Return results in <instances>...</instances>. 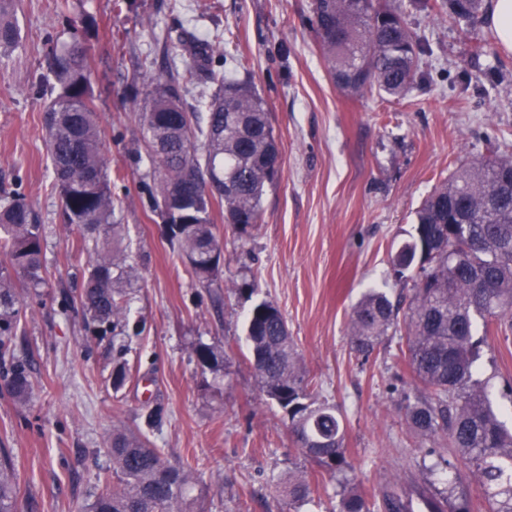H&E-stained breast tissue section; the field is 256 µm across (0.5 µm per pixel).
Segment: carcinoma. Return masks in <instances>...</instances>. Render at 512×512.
Wrapping results in <instances>:
<instances>
[{"label":"carcinoma","mask_w":512,"mask_h":512,"mask_svg":"<svg viewBox=\"0 0 512 512\" xmlns=\"http://www.w3.org/2000/svg\"><path fill=\"white\" fill-rule=\"evenodd\" d=\"M446 6L451 17L482 18V0H446ZM12 7L13 0H0L1 50L19 43L18 30L3 19ZM311 24L346 95L377 91L402 99L413 88L417 38L392 0H314ZM179 41L200 48L197 66L211 93L198 99L201 117L183 103L177 69L156 78L150 107L140 116L144 148L156 173L145 189L173 250L196 284L209 288L224 266L213 203L224 205L235 233L252 236L267 189L278 179L279 151L271 113L252 86L209 68L205 42L195 33L185 30ZM89 70L81 38L52 51L43 80L57 93L47 105L45 146L66 223L93 241L77 303L86 322L104 333L127 326L120 283L132 274L117 261L121 225L112 222L116 200ZM44 241V225L23 197L0 207V369L21 404L33 381L27 359L16 352L23 299L10 271L21 272L27 288L45 283ZM390 264L400 279L414 271L400 350L416 386L406 420L421 440L438 441L441 452L433 468L451 473L448 489L427 496L428 512H473L458 462L474 472L486 512H512V428L504 420L512 409L496 407L474 378L477 328L485 338L512 331V156L479 157L458 166L423 201L413 233L390 253ZM400 304L375 288L362 296L350 319L357 354L368 356L389 331L398 330ZM246 340L260 391L287 417L302 455L325 471L352 469L343 419L320 398L276 304L262 300L251 308ZM127 351L124 344L117 348L116 390L126 380ZM193 355L207 367L226 360L221 350L204 343ZM107 452L112 474L104 477L88 512H196L190 498L194 468L170 464L142 428L113 430ZM283 493L290 506L312 502L318 478L308 471L291 475ZM336 496V512H412V500L390 485L374 495L344 486ZM19 498L10 453L0 448V512H19Z\"/></svg>","instance_id":"obj_1"}]
</instances>
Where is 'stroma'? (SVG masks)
<instances>
[{
  "mask_svg": "<svg viewBox=\"0 0 512 512\" xmlns=\"http://www.w3.org/2000/svg\"><path fill=\"white\" fill-rule=\"evenodd\" d=\"M313 0H15L18 45L0 52V206L22 193L45 226L46 283L24 295L18 348L34 389L19 404L0 377V448L18 475L21 512H86L112 462L113 427L135 426L159 406L151 439L170 462L190 463L204 493L200 512H284L278 485L304 467L278 409L266 403L246 361V316L273 301L323 396L344 416L345 448L360 488L415 482L444 489L448 477L423 465L405 422L410 370L396 359L399 335L369 354L351 348L352 309L370 288L410 297L397 280L392 246L408 239L424 198L460 163L512 155V55L492 29L395 0L425 51L402 99L352 97L335 84L331 63L310 31ZM90 16V80L105 134L114 221L131 247L129 375L112 387L111 336L88 329L64 307L79 292L89 255L64 221L44 145V84L50 46L70 42ZM214 46L210 66L251 83L273 115L280 176L263 200L261 222L239 237L214 211L224 269L197 286L151 213L143 111L152 80L177 64L197 105L203 75L181 30ZM53 45H46L45 34ZM227 351L226 368L200 367L196 342ZM477 378L494 403L512 402V337L480 346Z\"/></svg>",
  "mask_w": 512,
  "mask_h": 512,
  "instance_id": "1",
  "label": "stroma"
}]
</instances>
